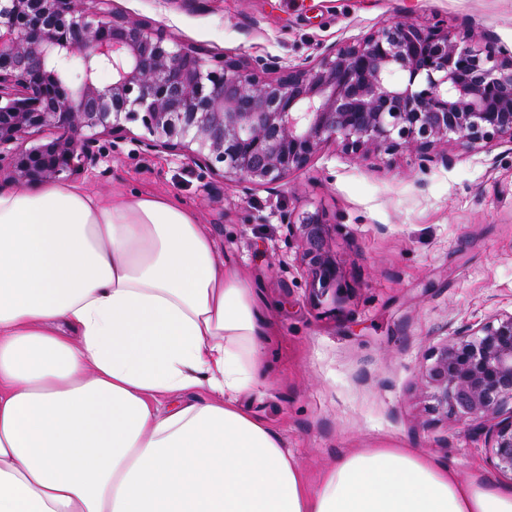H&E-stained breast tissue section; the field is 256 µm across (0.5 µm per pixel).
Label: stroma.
<instances>
[{
  "instance_id": "obj_1",
  "label": "stroma",
  "mask_w": 512,
  "mask_h": 512,
  "mask_svg": "<svg viewBox=\"0 0 512 512\" xmlns=\"http://www.w3.org/2000/svg\"><path fill=\"white\" fill-rule=\"evenodd\" d=\"M123 12L208 54L295 66L396 20L471 30L512 50V0H115ZM104 144L77 184L174 195L196 208L225 267L249 282L264 335L260 384L240 402L317 475L356 448H411L461 477L491 469L484 430L433 408L421 372L460 326L512 310V145L362 158L326 145L271 188H245L182 157L145 151L144 130ZM322 215L340 301L314 306L284 216Z\"/></svg>"
}]
</instances>
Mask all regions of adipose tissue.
<instances>
[{"label":"adipose tissue","mask_w":512,"mask_h":512,"mask_svg":"<svg viewBox=\"0 0 512 512\" xmlns=\"http://www.w3.org/2000/svg\"><path fill=\"white\" fill-rule=\"evenodd\" d=\"M261 333L181 199L0 192V512H512V486L410 448L308 478L239 402Z\"/></svg>","instance_id":"1"}]
</instances>
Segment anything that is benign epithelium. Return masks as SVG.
I'll return each instance as SVG.
<instances>
[{
  "label": "benign epithelium",
  "instance_id": "7a95c632",
  "mask_svg": "<svg viewBox=\"0 0 512 512\" xmlns=\"http://www.w3.org/2000/svg\"><path fill=\"white\" fill-rule=\"evenodd\" d=\"M112 74L101 87L98 76ZM141 122L148 151L185 157L224 183L270 187L328 143L355 157L458 142L512 144V54L440 25L395 21L284 66L224 55L152 30L112 0H0V191L98 166L101 141ZM45 128L50 141L25 148ZM301 238L311 300L341 296L317 213ZM423 371L433 408L487 429L490 466L512 476V311L464 325Z\"/></svg>",
  "mask_w": 512,
  "mask_h": 512
}]
</instances>
